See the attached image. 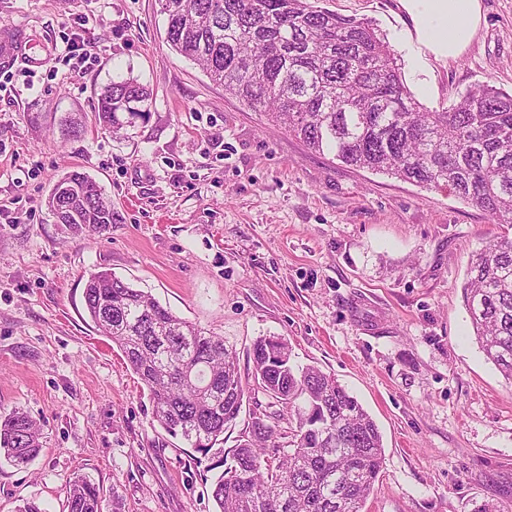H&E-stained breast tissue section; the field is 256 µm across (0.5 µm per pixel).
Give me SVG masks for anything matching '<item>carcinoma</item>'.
Masks as SVG:
<instances>
[{
    "label": "carcinoma",
    "mask_w": 512,
    "mask_h": 512,
    "mask_svg": "<svg viewBox=\"0 0 512 512\" xmlns=\"http://www.w3.org/2000/svg\"><path fill=\"white\" fill-rule=\"evenodd\" d=\"M166 40L224 91L288 128L310 150L446 188L512 229V94L489 84L430 111L405 85L384 38L363 20L312 0H158ZM149 90L112 81L97 97L96 124L118 130L145 112ZM88 174L61 177L46 200L58 224L106 229L119 221ZM474 335L512 382V237L473 255L463 284ZM84 309L124 355L147 390L153 418L202 454L224 442L246 386L224 338L175 315L150 293L108 270L89 274ZM251 378L288 413L254 412L235 447L219 449L224 470L212 485L214 512H362L384 461L371 415L337 379L291 363L288 341L258 339ZM42 445L36 421L14 411L0 419V457L23 465ZM67 512H104L100 490L69 483Z\"/></svg>",
    "instance_id": "obj_1"
}]
</instances>
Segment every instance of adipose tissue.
Segmentation results:
<instances>
[{
  "instance_id": "obj_1",
  "label": "adipose tissue",
  "mask_w": 512,
  "mask_h": 512,
  "mask_svg": "<svg viewBox=\"0 0 512 512\" xmlns=\"http://www.w3.org/2000/svg\"><path fill=\"white\" fill-rule=\"evenodd\" d=\"M417 15L421 40L455 59L463 54L483 20L481 0H407Z\"/></svg>"
}]
</instances>
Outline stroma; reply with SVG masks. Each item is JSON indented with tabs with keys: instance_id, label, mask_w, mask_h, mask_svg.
<instances>
[{
	"instance_id": "1",
	"label": "stroma",
	"mask_w": 512,
	"mask_h": 512,
	"mask_svg": "<svg viewBox=\"0 0 512 512\" xmlns=\"http://www.w3.org/2000/svg\"><path fill=\"white\" fill-rule=\"evenodd\" d=\"M371 21L421 104L490 84L512 93V0H482L455 60L420 41L402 0H318ZM28 50L0 68V415L42 450L0 463V512H67L83 476L122 512H213L216 454L167 434L121 352L84 310L112 271L222 336L241 373L261 337L334 374L376 421L383 468L365 512H512V383L476 342L462 285L501 232L444 188L311 151L225 94L166 41L157 0H0ZM152 92L117 132L93 104L117 77ZM89 174L120 221L71 233L46 207Z\"/></svg>"
}]
</instances>
